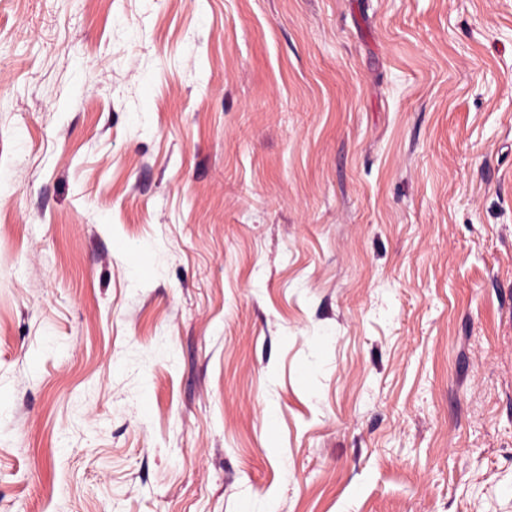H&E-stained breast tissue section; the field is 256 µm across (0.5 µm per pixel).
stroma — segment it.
<instances>
[{"label": "stroma", "mask_w": 512, "mask_h": 512, "mask_svg": "<svg viewBox=\"0 0 512 512\" xmlns=\"http://www.w3.org/2000/svg\"><path fill=\"white\" fill-rule=\"evenodd\" d=\"M512 512V0H0V512Z\"/></svg>", "instance_id": "obj_1"}]
</instances>
